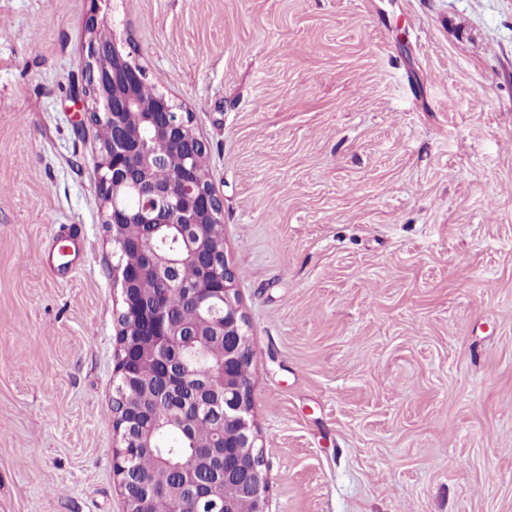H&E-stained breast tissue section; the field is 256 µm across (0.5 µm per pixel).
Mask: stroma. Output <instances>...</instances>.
I'll use <instances>...</instances> for the list:
<instances>
[{
  "mask_svg": "<svg viewBox=\"0 0 512 512\" xmlns=\"http://www.w3.org/2000/svg\"><path fill=\"white\" fill-rule=\"evenodd\" d=\"M93 16L206 145L269 512H512V0H0V512H124Z\"/></svg>",
  "mask_w": 512,
  "mask_h": 512,
  "instance_id": "stroma-1",
  "label": "stroma"
}]
</instances>
